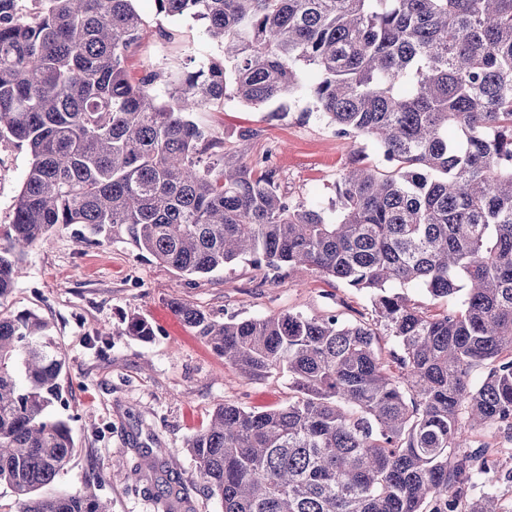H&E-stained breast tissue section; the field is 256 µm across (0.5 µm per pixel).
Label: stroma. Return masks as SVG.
<instances>
[{
	"label": "stroma",
	"mask_w": 512,
	"mask_h": 512,
	"mask_svg": "<svg viewBox=\"0 0 512 512\" xmlns=\"http://www.w3.org/2000/svg\"><path fill=\"white\" fill-rule=\"evenodd\" d=\"M135 7L145 26L126 61L131 76L155 68L177 74L222 57L221 48L205 39L201 23L159 14L154 0H135ZM289 106L286 115L276 116L270 107L227 99L195 112L194 118L225 152L248 161L269 156L282 190L308 201L334 197L336 181L354 157L378 164L364 140L337 137L310 99L295 98ZM244 130L251 131L249 140L240 139ZM29 166L26 149L0 140V224L10 223ZM77 231L74 225L57 228L49 245L28 253L8 301L10 310L28 309L46 319L68 359L63 402L53 413L69 422L75 452L47 495L82 490L90 480L96 493L111 501L112 512H158L153 471L136 484L126 479L131 469L153 458L168 463L185 489L187 503L176 512H222L183 450L187 438L205 427L224 402L256 410L282 406L288 385L282 378L248 380L226 367L174 315L171 296L219 320L288 311L368 319V298L317 273L300 283L287 273L269 277L245 264L189 281L141 257L127 238L80 246ZM131 314L152 324L151 340L117 333L121 319ZM98 331L109 334L106 350L92 343ZM147 449L152 452L148 458L143 455Z\"/></svg>",
	"instance_id": "stroma-1"
}]
</instances>
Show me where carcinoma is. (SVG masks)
I'll use <instances>...</instances> for the list:
<instances>
[{"mask_svg":"<svg viewBox=\"0 0 512 512\" xmlns=\"http://www.w3.org/2000/svg\"><path fill=\"white\" fill-rule=\"evenodd\" d=\"M17 2L0 0V138L31 156L0 224V484L16 512H112L42 493L75 449L50 413L67 356L38 315L6 310L26 254L70 224L123 233L184 277L244 263L369 299L356 322L220 321L170 300L241 376L288 382L284 405L226 401L188 439L223 512H504L467 490L493 467L477 437L512 435V0H155L203 22L224 61L137 81L134 0H38L31 18ZM297 93L381 160L349 161L327 204L283 194L276 168L193 119ZM122 331L154 336L137 316ZM163 483L170 510L180 482Z\"/></svg>","mask_w":512,"mask_h":512,"instance_id":"1","label":"carcinoma"}]
</instances>
